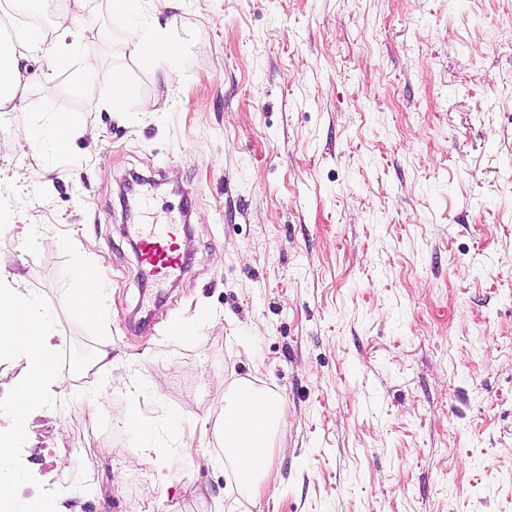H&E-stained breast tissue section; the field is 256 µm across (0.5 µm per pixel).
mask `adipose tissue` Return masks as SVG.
Wrapping results in <instances>:
<instances>
[{
	"label": "adipose tissue",
	"mask_w": 512,
	"mask_h": 512,
	"mask_svg": "<svg viewBox=\"0 0 512 512\" xmlns=\"http://www.w3.org/2000/svg\"><path fill=\"white\" fill-rule=\"evenodd\" d=\"M130 56H150L166 61L170 44L164 30L143 25L124 29ZM23 80L20 57L14 48L0 46V111L21 112L25 98L20 90ZM104 304L100 277L87 268L74 273L72 305L83 319L97 320ZM47 333L46 312L31 300L19 299L0 266V334L10 337L12 348H23L28 363L29 381L19 393L15 408L26 413L33 401L47 391L66 395L73 386L70 375L57 371L42 338ZM282 402L248 384H241L224 395V456L235 465L234 476L246 489L258 490L268 466L270 450L284 421Z\"/></svg>",
	"instance_id": "obj_1"
}]
</instances>
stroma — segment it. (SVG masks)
Returning <instances> with one entry per match:
<instances>
[{
  "label": "stroma",
  "mask_w": 512,
  "mask_h": 512,
  "mask_svg": "<svg viewBox=\"0 0 512 512\" xmlns=\"http://www.w3.org/2000/svg\"><path fill=\"white\" fill-rule=\"evenodd\" d=\"M136 7L169 30V68L127 54L105 0H41V34L67 20L101 72L34 54L25 111L0 112V265L51 312L67 372L112 362L20 417L16 355L9 495L43 512H512V0ZM113 68L138 90L118 117ZM68 116L64 144L17 153ZM133 172L158 185L155 221L190 216V261L158 290L119 195ZM100 260L93 323L72 273ZM242 382L286 411L255 495L220 433Z\"/></svg>",
  "instance_id": "obj_1"
}]
</instances>
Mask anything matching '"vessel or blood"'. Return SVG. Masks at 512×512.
Wrapping results in <instances>:
<instances>
[{"mask_svg":"<svg viewBox=\"0 0 512 512\" xmlns=\"http://www.w3.org/2000/svg\"><path fill=\"white\" fill-rule=\"evenodd\" d=\"M139 261L143 274L162 283L174 278L183 268L177 231L172 224H153L139 239Z\"/></svg>","mask_w":512,"mask_h":512,"instance_id":"1","label":"vessel or blood"}]
</instances>
